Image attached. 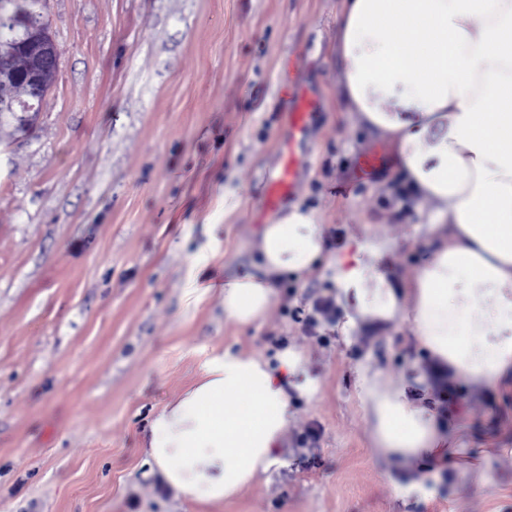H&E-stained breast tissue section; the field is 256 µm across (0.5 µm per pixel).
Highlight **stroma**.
<instances>
[{"label": "stroma", "mask_w": 512, "mask_h": 512, "mask_svg": "<svg viewBox=\"0 0 512 512\" xmlns=\"http://www.w3.org/2000/svg\"><path fill=\"white\" fill-rule=\"evenodd\" d=\"M343 0H48L56 82L35 124H0V512H512V391L437 383L424 403L488 483L442 468L409 487L371 459L356 369L397 383L428 369L407 327L314 333L322 269L289 276L258 325L189 295L198 247L218 278L255 271L274 217L268 183L289 132L286 95L315 102L290 203L328 247L385 239L369 287L428 256L435 207L404 192L391 149L339 94ZM374 153L373 171L360 165ZM318 382L294 397L280 464L223 506L174 499L142 467L149 422L213 353L274 359L279 339Z\"/></svg>", "instance_id": "obj_1"}]
</instances>
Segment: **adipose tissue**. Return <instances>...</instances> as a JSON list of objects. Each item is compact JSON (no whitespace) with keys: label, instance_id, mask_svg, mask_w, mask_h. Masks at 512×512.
Instances as JSON below:
<instances>
[{"label":"adipose tissue","instance_id":"adipose-tissue-1","mask_svg":"<svg viewBox=\"0 0 512 512\" xmlns=\"http://www.w3.org/2000/svg\"><path fill=\"white\" fill-rule=\"evenodd\" d=\"M340 95L395 154L412 199L436 203L430 254L407 287L381 277L366 286L361 255L384 257L376 240L330 252L314 213L291 206L252 241L255 272L224 284V317L261 322L288 274L324 264L342 332L407 322L431 369L413 386L361 366L357 385L369 452L387 469L418 462V481L453 459L452 438L413 390L441 380L495 389L512 378V0H344L337 26ZM388 108H381V101ZM313 397L304 355L275 361L224 350L149 424L145 465L175 498L221 505L269 472L291 416L289 388Z\"/></svg>","mask_w":512,"mask_h":512}]
</instances>
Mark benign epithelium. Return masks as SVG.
I'll return each mask as SVG.
<instances>
[{
	"mask_svg": "<svg viewBox=\"0 0 512 512\" xmlns=\"http://www.w3.org/2000/svg\"><path fill=\"white\" fill-rule=\"evenodd\" d=\"M18 0H0V30L14 31L21 27L24 37L19 40L0 41V80L19 81L34 104L17 105L11 100L0 103V109L13 112L23 128L33 124V117L41 111L48 92L49 78L58 72V58L54 38L45 19L44 6L47 0H29L24 10H10L7 5ZM22 49L29 57V65L21 72L14 70L13 57Z\"/></svg>",
	"mask_w": 512,
	"mask_h": 512,
	"instance_id": "benign-epithelium-1",
	"label": "benign epithelium"
}]
</instances>
